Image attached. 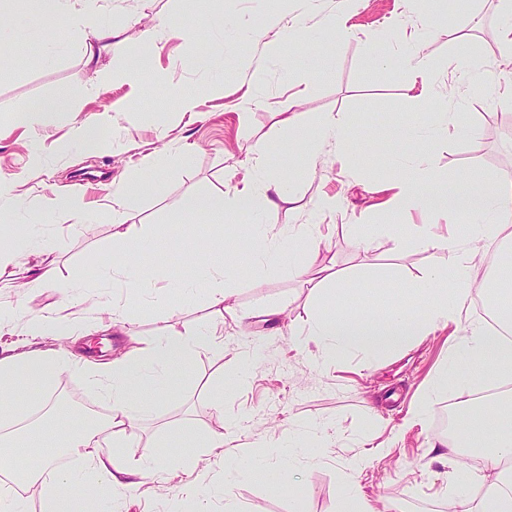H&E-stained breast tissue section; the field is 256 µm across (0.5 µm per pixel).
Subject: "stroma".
I'll return each instance as SVG.
<instances>
[{"mask_svg": "<svg viewBox=\"0 0 512 512\" xmlns=\"http://www.w3.org/2000/svg\"><path fill=\"white\" fill-rule=\"evenodd\" d=\"M101 23L125 32L103 51L99 66L148 53L140 85L99 84L85 64L86 43L71 20L57 22V38L44 45L35 38L29 0H10L0 36L12 42L15 55L0 59V178L12 184L0 197V241L11 243L25 226H41L57 240L60 280H79L85 293L96 296L125 290L112 286L117 257L112 237V192L122 182L140 177L138 159L157 149L159 168L154 186L129 203L125 221L152 231H167V246L156 263L170 279L185 278L188 257L223 256L225 233L203 213L188 214L183 223L172 213L192 197L233 192L248 174L246 160L255 143H263L269 165L294 182L295 200L273 212L271 224H316L320 235L307 258L315 265L333 266L351 276L343 306L369 309L378 298L366 292L378 277L412 280L433 265L446 263L447 253L425 249L417 242L395 246L382 235L355 245L347 232L351 224H418L417 211L391 214L383 209L374 185L398 180L403 150L427 151L434 161L433 186L463 188L471 169L486 182H495L512 157V101L499 97L502 76L493 74L482 89L461 88L450 104L471 134L449 133L431 147L400 141L408 125L426 120L429 102L417 97L398 61L386 72L373 74L367 66L372 48L397 53L389 19L397 0H358L349 23L353 36L329 39L324 25L344 9L343 0H101ZM499 0H473L470 10L441 13L427 51L443 66L460 35H467L475 54L496 47L501 21ZM135 25H128V18ZM172 20L184 30L173 36L159 31L152 48H144L141 32L158 18ZM224 20L223 31H208L210 19ZM306 17L309 37L291 57L289 69L270 61L260 84H253L238 65L241 54L259 56L263 48H241L237 36L247 28L260 29L266 41L280 38L292 20ZM222 55L223 69L211 61ZM327 69L317 70L321 58ZM222 84V95L210 93ZM70 94L66 108L51 121L30 127L16 115L30 103ZM200 101L201 114L188 120L179 110L183 96ZM247 120H239V113ZM304 113L316 123L334 113L346 116L351 131L342 147L327 145L316 167H309L291 134L281 126L282 113ZM105 113L109 123L100 131L99 145L75 136L77 125ZM340 195L335 212H317L323 196ZM58 195L82 197L86 215L77 221L51 213ZM18 267L0 269V309L25 317L48 307L57 308L69 324L84 325L94 315L87 303L61 302L50 288L18 289ZM238 315L219 316L202 294L195 292L181 311L168 314L149 302L131 308L120 333L99 332L80 339L77 355L106 360L159 332L187 336L204 322L223 321L224 354L203 356L186 371L182 383L166 402L135 426L131 445L162 444V453L176 461L187 456L180 432L220 430L224 456L202 473L203 482L218 488L209 512H338L348 483H357L378 512H448V467L431 448L449 401L460 393L477 394L497 388L484 369L463 374L459 391L435 388L436 377L448 369L452 329L414 337L410 343L376 359L354 353L325 364L314 344H299L295 336L314 310L310 288L279 271L257 277L251 263L240 259L231 282ZM287 307V316L276 313ZM224 384V413L209 405L214 376ZM431 392L428 413L415 416L418 400ZM327 426V447H310L285 457L284 442L294 422ZM379 449L361 472L354 460L367 449ZM298 477L293 493L273 494L282 466ZM193 473L176 468L161 472L117 501V512H179L185 505L182 488Z\"/></svg>", "mask_w": 512, "mask_h": 512, "instance_id": "obj_1", "label": "stroma"}]
</instances>
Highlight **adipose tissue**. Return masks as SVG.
Wrapping results in <instances>:
<instances>
[{"instance_id": "ef3b65f1", "label": "adipose tissue", "mask_w": 512, "mask_h": 512, "mask_svg": "<svg viewBox=\"0 0 512 512\" xmlns=\"http://www.w3.org/2000/svg\"><path fill=\"white\" fill-rule=\"evenodd\" d=\"M32 2L39 21L71 15L89 30L95 44L87 49L86 63L96 68L99 80L111 77L133 80L144 73L147 64L142 58L115 66L108 73L98 70L101 50L110 47L123 29L101 25L97 0ZM441 5L442 0H429L428 24L406 37L408 49L399 57L412 88L418 89L424 99L432 98L437 86H444L453 95L458 80L479 84L484 73L502 72L512 66L511 5L506 10L508 21L501 30L498 53L475 56L467 37L462 36L457 40L446 71H436L426 45L434 31L431 20L439 14ZM281 123L296 135L312 164L324 145L341 141L347 131L346 120L340 114L325 118L313 128L307 127L301 112L289 113ZM432 171L430 156H408L390 199V208L444 213L448 229L436 224H412L405 230L397 224H372L367 232L387 234L399 244L409 238L418 241L425 248L447 253V265L432 266L416 279L394 288L377 284V292L387 296L381 314L368 316L335 309L311 315L302 334L317 346L324 362L332 363L351 353L379 357L403 346L411 337L457 321L474 295L489 293L495 287L505 292L512 290V264L502 262L499 254L492 251L493 245L512 238V177L500 175L489 185L475 169L470 173L467 189L437 196L425 192ZM293 195L291 181L273 174L263 158L257 157L253 160V174L242 189L229 196L194 198L185 209L206 213L218 224L242 212L251 215L254 222L247 225L242 237L252 251L256 271L264 275L277 266L282 256L292 253L296 243L317 235L318 227L314 224L306 225L301 231L281 233L272 225L261 223V216L276 210ZM464 215L472 217V224L465 232L455 231L454 223ZM124 226V231L118 232L113 241V251L120 257L112 267L113 283L140 289L147 287L149 281L164 279V272L155 267L153 258L165 246V236L156 232L147 237L136 225ZM24 249L39 258L35 266L23 270L31 286L56 289L65 300L90 301L98 319L120 324L126 304L105 296L89 298L77 292L75 284L59 282L51 258L53 248L42 239L39 229L26 234L19 248L0 244V268L18 265ZM235 263L236 257L230 253L220 263L205 256L193 257L188 277L158 292L157 304L167 312H175L181 307L183 297L189 296L197 280L202 279L206 282L209 306L220 312L235 313L229 285ZM0 334L68 341L74 331L65 327L56 310L50 309L23 319L0 314ZM223 348L222 325L206 323L189 336L167 333L154 336L144 346L108 363L83 359L63 348L0 356L1 398L13 394L18 380H26L49 392L64 374L77 371L108 403V413L103 419L84 423L61 436L60 449L78 456L84 467L52 469L51 480L44 489L42 512H101L103 500H120L137 481L166 469V461L158 456L153 445L130 451L125 441L128 431L165 399L167 390L181 381L185 370L197 358ZM449 354L453 367L439 374L437 386L456 387L458 374L478 362L485 365L491 377L512 379L511 338L474 326ZM489 410L491 418L487 427L459 429L454 442L442 454L450 468L451 505L455 512H512V399L496 401ZM469 445L482 448L481 466H472L461 454V447Z\"/></svg>"}]
</instances>
